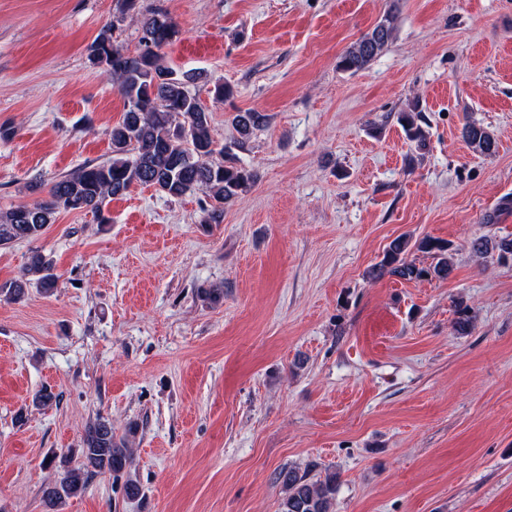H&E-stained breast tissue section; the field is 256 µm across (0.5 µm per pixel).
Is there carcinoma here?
<instances>
[{
    "mask_svg": "<svg viewBox=\"0 0 512 512\" xmlns=\"http://www.w3.org/2000/svg\"><path fill=\"white\" fill-rule=\"evenodd\" d=\"M137 0H123L124 14L139 25V49L129 53L114 44L110 30H102L91 46V57L102 60L103 72L117 87L124 103L121 121L112 126V158L99 164H85L62 176L48 190V198L33 204L0 209V246L38 238L60 212L89 210L101 224L110 222L106 205L125 195L135 185L153 187L179 199L199 191L216 205L206 211L205 224H221L224 206L233 203L255 181L244 167L224 164V149L217 148L211 136L210 114L188 90L192 76L170 67L161 50L178 35L172 18L161 10L145 15L136 12ZM395 16H384L374 28L347 48L337 67L354 74L366 68L383 53L394 37ZM423 116L418 106L399 113L397 120L406 136L424 141L420 125ZM267 116L257 110L238 112L232 125L239 139H248L265 125ZM465 141L478 153L491 155L497 149L494 133L475 122L464 125ZM480 258L496 253L503 259L512 256V238H478L472 243ZM413 249L433 255L436 262L428 269L407 260ZM451 245L422 238L401 236L388 246L374 273H390L405 280L424 275L446 278L451 273ZM45 293L57 287V278L45 256L32 252L20 276L0 285V297L19 301L31 283ZM134 428L118 436L112 420L102 415L89 421L83 432L80 464L67 467L55 482L44 489L53 507L81 495L94 475L128 474L134 463L130 437ZM283 496L278 512H334L338 475L326 471L315 479L307 472L290 467L279 473Z\"/></svg>",
    "mask_w": 512,
    "mask_h": 512,
    "instance_id": "1",
    "label": "carcinoma"
}]
</instances>
